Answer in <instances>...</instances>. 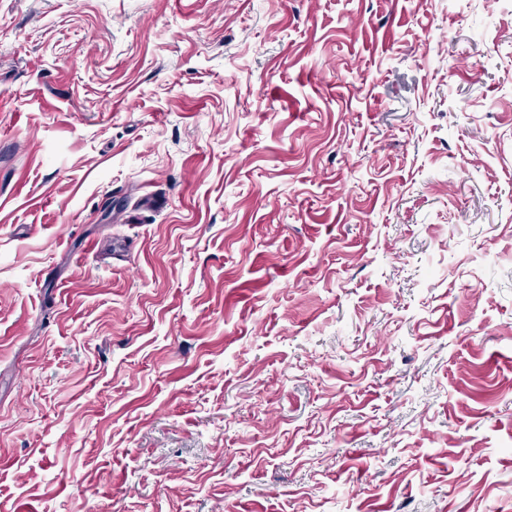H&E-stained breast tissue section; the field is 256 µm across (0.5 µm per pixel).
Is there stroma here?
Returning a JSON list of instances; mask_svg holds the SVG:
<instances>
[{"mask_svg":"<svg viewBox=\"0 0 512 512\" xmlns=\"http://www.w3.org/2000/svg\"><path fill=\"white\" fill-rule=\"evenodd\" d=\"M0 512H512V7L0 0Z\"/></svg>","mask_w":512,"mask_h":512,"instance_id":"obj_1","label":"stroma"}]
</instances>
